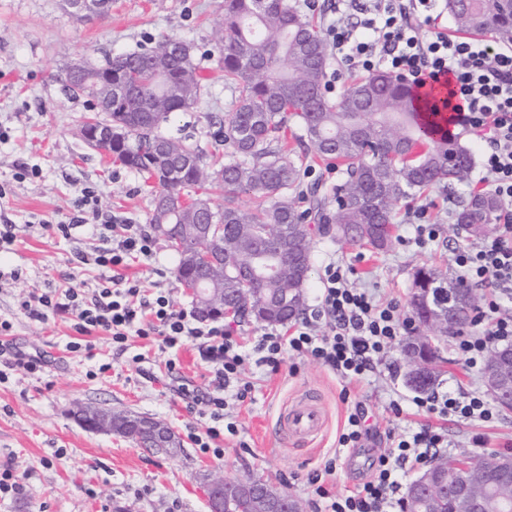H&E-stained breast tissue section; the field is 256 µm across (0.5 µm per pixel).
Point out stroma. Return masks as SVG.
Wrapping results in <instances>:
<instances>
[{
	"mask_svg": "<svg viewBox=\"0 0 512 512\" xmlns=\"http://www.w3.org/2000/svg\"><path fill=\"white\" fill-rule=\"evenodd\" d=\"M224 0H112L107 16L82 23L65 13L59 0H0V220L16 226L13 250L0 252V269L20 268L23 281H0V316L13 324L12 341L25 353L42 354L41 372L13 371L0 384V467L11 466L23 477L16 498L0 499V512H207L204 474L220 472L230 478H259L293 495L303 512H312L308 479L335 459L329 481L334 491L347 494L369 475L376 457L388 443L385 437L365 439L363 447L338 449L337 438L347 417L363 407L379 427L394 424L396 431L427 423L425 413L406 408L393 420L390 400L412 399L405 386L406 365L399 350L385 357L387 366L359 384L343 387L331 370L311 360L287 357L279 372L249 366L245 376L256 387L254 401L230 405L228 415L238 428L237 439L223 443L224 457L201 453L190 430L204 431L206 418L189 411L174 390L163 366L169 357L159 342L133 339L127 352L113 348L107 336H89L87 350L71 353L68 342L77 334L57 318L29 319L17 301L31 291L62 282L92 288L96 275L74 260L77 251L94 246L90 226L76 228L71 238L49 232V225L67 220L82 188H93L102 211L147 223L152 195L141 180L112 159L84 144L79 127L89 116L87 95L64 93L62 69L84 56L102 57L152 46L173 36L195 47L206 91L196 107L179 112L165 125V133L193 136L202 146L211 143L209 119L233 108L237 91L219 79L220 56L214 40ZM484 172L474 166L467 181L452 188L431 190L401 202L396 209L401 238L393 250L376 254L365 247L319 239L312 253L306 288V307L318 302L321 270L329 260L354 268L357 287L372 289L377 299L397 303L412 317L413 277L423 266L458 271L453 258L468 234L453 230L448 206L471 193ZM428 206L442 231L427 247L410 243L412 213ZM177 254L164 238L156 240L153 261L134 263L127 277L145 286L160 284L175 309L192 312L193 305L175 276ZM165 278H157L156 269ZM437 389L484 391L481 373L465 374L454 340L440 345ZM144 354L134 363V354ZM109 364L106 373L88 377V370ZM153 378H146V371ZM305 401L318 406L325 429L311 445L281 437L280 409ZM102 405L164 420L182 443L175 456H157L129 439L85 430L76 420L78 407ZM495 422H448L446 455L467 451L480 459L495 451L512 450V410L498 409ZM486 447H475V436ZM244 447H237V440Z\"/></svg>",
	"mask_w": 512,
	"mask_h": 512,
	"instance_id": "1",
	"label": "stroma"
}]
</instances>
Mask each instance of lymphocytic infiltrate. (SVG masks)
<instances>
[{
  "instance_id": "lymphocytic-infiltrate-1",
  "label": "lymphocytic infiltrate",
  "mask_w": 512,
  "mask_h": 512,
  "mask_svg": "<svg viewBox=\"0 0 512 512\" xmlns=\"http://www.w3.org/2000/svg\"><path fill=\"white\" fill-rule=\"evenodd\" d=\"M337 8L357 16L325 30L341 67L368 73L382 68L417 88L446 87L442 109L452 112L454 125L472 135L481 151L487 185L502 204L499 228L454 254L464 281L493 284L477 311L484 331L460 333L455 342L463 366L481 370L498 343L512 341V308L507 305L512 299V49L439 31V0H337ZM425 25L434 27L433 36L422 35ZM92 233L96 246L77 255L81 265L101 272L92 293L48 288L22 297L20 310L39 322L52 316L66 319L83 336L104 333L122 351L133 336L159 340L162 349L172 352L165 363L171 374L179 367L178 351L186 342H197L209 388L202 392L184 386L179 394L189 409L210 421L204 431L191 433V441L218 458L224 455L220 441L238 433L227 419L229 404L253 399L256 391L244 377L246 365L275 372L291 354L327 367L344 384H358L408 332L396 304L381 303L367 289L352 287L348 268L331 262L323 269L319 300L310 313L246 344L225 326L176 310L165 291L146 290L123 276V268L154 256L155 240L141 225L96 224ZM413 404L429 416V423L401 433L388 430V449L351 494H336L326 480L336 469L335 461L325 464L324 477L311 478V495L320 512H394L403 476L427 466L447 447L442 422L494 420L481 396L461 390L424 392Z\"/></svg>"
}]
</instances>
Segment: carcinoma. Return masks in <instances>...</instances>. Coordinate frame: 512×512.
I'll list each match as a JSON object with an SVG mask.
<instances>
[{
    "instance_id": "obj_1",
    "label": "carcinoma",
    "mask_w": 512,
    "mask_h": 512,
    "mask_svg": "<svg viewBox=\"0 0 512 512\" xmlns=\"http://www.w3.org/2000/svg\"><path fill=\"white\" fill-rule=\"evenodd\" d=\"M448 13L465 32L491 31L503 44L512 43V0H447ZM219 67L224 81L238 89L233 111L216 122L215 144L222 154H206L198 141L172 138L163 127L177 112H188L198 103L203 84L194 46L168 37L150 48L88 61L89 69L112 74V84L134 83L128 94L112 96V108L100 123L112 125L121 137L112 139V160L137 173L155 187L149 224L160 225L182 236L184 251L205 249L218 265L215 277L224 289L228 315L257 322H287L304 306L307 280L293 278L288 270L272 276L267 268L288 248L299 246L284 237L266 241L280 224L297 229L315 224L316 233L379 253L391 250L398 240L394 207L409 196L433 187H451L467 178L474 166L471 149L457 140L430 142L425 136L429 117L416 92L396 76L376 72L353 79L341 97L326 98L321 87L328 61L325 40L315 24L288 4V0H224V16L216 24ZM179 45L171 55L162 51ZM61 81L71 95L95 97L91 83L72 84L67 70ZM306 141L313 157L342 164L340 181L331 193L312 191L309 207L300 211L295 198L305 197L300 166L289 160L290 141ZM167 142L175 156L159 154L157 144ZM224 195V205L211 206V195ZM254 199L242 209L240 194ZM188 200L176 209L162 202ZM500 208L490 193L472 195L459 202L454 223L472 237L487 235ZM224 225V238L198 240L191 226ZM176 276L181 285L204 278L205 271L188 264L178 254ZM448 273L432 267L417 270L413 285L430 289L427 302H413L414 315L427 333L447 327L431 317L451 312L456 329L472 325L477 294L456 279L448 287ZM431 350L423 362L424 376L408 383L415 390L434 387L438 371ZM511 451L493 452L474 461L469 482L479 494H496L512 503V485L498 481L496 469ZM464 453L439 457L424 470L443 474L453 482L461 478ZM406 512H461L451 494L431 507L408 487ZM224 512H257L249 495L238 494L224 502Z\"/></svg>"
}]
</instances>
